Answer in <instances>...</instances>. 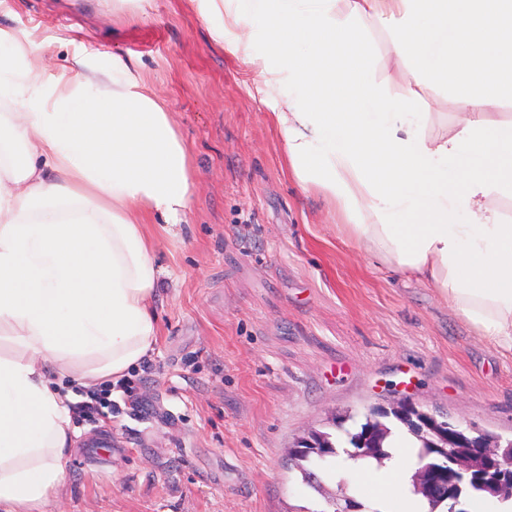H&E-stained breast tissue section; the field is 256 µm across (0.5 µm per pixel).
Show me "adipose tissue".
<instances>
[{
    "mask_svg": "<svg viewBox=\"0 0 512 512\" xmlns=\"http://www.w3.org/2000/svg\"><path fill=\"white\" fill-rule=\"evenodd\" d=\"M199 2L226 13L211 37L234 55L262 21L254 92L277 104L301 189L344 214L342 239L435 288L512 356V121L497 113L512 104V0H349L342 19L336 0ZM373 25L410 76L400 97L370 74ZM75 69L49 81L27 33L0 30V512H43L66 480L75 430L56 380L117 381L153 350L162 270L148 226L189 209V149L155 93ZM425 86L454 93V135L427 132ZM388 445L386 468L342 457L334 470L379 512H428L407 489L413 438Z\"/></svg>",
    "mask_w": 512,
    "mask_h": 512,
    "instance_id": "ef3b65f1",
    "label": "adipose tissue"
}]
</instances>
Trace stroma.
<instances>
[{"label": "stroma", "mask_w": 512, "mask_h": 512, "mask_svg": "<svg viewBox=\"0 0 512 512\" xmlns=\"http://www.w3.org/2000/svg\"><path fill=\"white\" fill-rule=\"evenodd\" d=\"M193 0H6L0 29L28 33L59 78L74 60L127 66L163 101L190 151L192 197L174 234L152 226L157 289L149 404L80 424L44 512H329L350 497L305 484L289 451L310 430L358 427L410 399L512 435V357L429 286L375 266L340 239L344 216L289 172L256 72L210 37ZM370 72L398 96L409 77L384 33ZM432 134L454 131L453 95L428 88ZM112 445L89 454L93 435Z\"/></svg>", "instance_id": "stroma-1"}]
</instances>
